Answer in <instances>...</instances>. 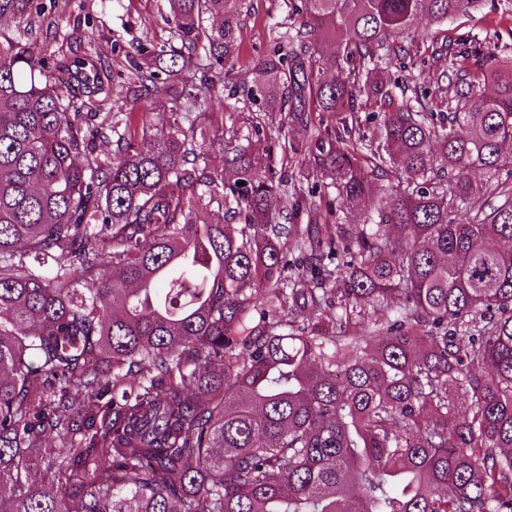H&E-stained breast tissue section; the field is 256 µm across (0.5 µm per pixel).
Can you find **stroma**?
<instances>
[{
  "label": "stroma",
  "instance_id": "1",
  "mask_svg": "<svg viewBox=\"0 0 512 512\" xmlns=\"http://www.w3.org/2000/svg\"><path fill=\"white\" fill-rule=\"evenodd\" d=\"M241 53L235 64L237 72L252 71L255 62L272 48L270 32L277 27H288L294 21L292 8L301 0H245ZM32 10L43 12L49 24L47 32L33 41L35 52L52 60H71L92 55L110 64H122L123 79L112 90V109L116 112L135 111L136 114L158 113L164 102L142 100L131 105L128 89L132 87V69L125 61L134 46L145 43L161 48L175 44L174 29L165 19V0H31ZM197 107L202 112H223L225 122L237 120L239 115L258 118L268 132H276L283 121L278 112L259 111L248 103L245 94L229 98L224 84L217 83Z\"/></svg>",
  "mask_w": 512,
  "mask_h": 512
}]
</instances>
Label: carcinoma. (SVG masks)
I'll return each mask as SVG.
<instances>
[{"mask_svg": "<svg viewBox=\"0 0 512 512\" xmlns=\"http://www.w3.org/2000/svg\"><path fill=\"white\" fill-rule=\"evenodd\" d=\"M242 2L167 0L177 46L129 57L132 99L171 104L159 138L96 112L100 61L0 30V512H512V189L492 205L471 179L512 142V57L495 29L449 35L396 104L395 40L479 0H307L267 79L238 82L292 123L320 112L278 145L336 190L331 224L326 192L272 180L259 123L242 146L193 115L234 70Z\"/></svg>", "mask_w": 512, "mask_h": 512, "instance_id": "cac0c4a2", "label": "carcinoma"}]
</instances>
